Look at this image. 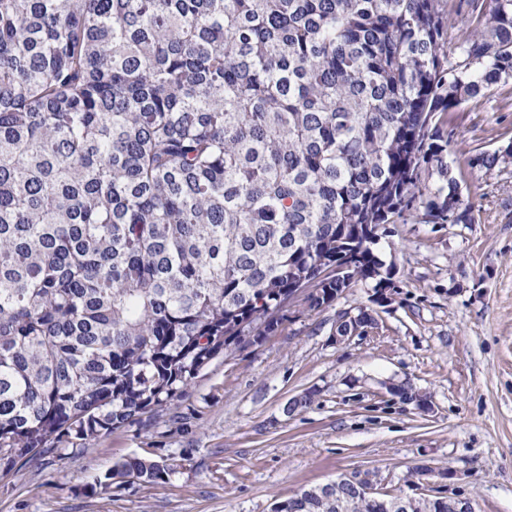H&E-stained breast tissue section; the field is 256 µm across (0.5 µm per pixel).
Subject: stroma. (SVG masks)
I'll return each mask as SVG.
<instances>
[{
	"label": "stroma",
	"instance_id": "obj_1",
	"mask_svg": "<svg viewBox=\"0 0 512 512\" xmlns=\"http://www.w3.org/2000/svg\"><path fill=\"white\" fill-rule=\"evenodd\" d=\"M509 94L451 113L449 157L512 142V112L497 109ZM462 190L471 223L389 225L381 248L401 288L376 330L332 340L339 313L369 306L368 284L293 307L275 335L201 370L176 403L187 423L154 415L0 475V512H271L356 470L394 491L423 462L462 473L456 489L477 512H512V164L466 169ZM399 382L427 409L393 398ZM134 455L170 465L166 480L88 493Z\"/></svg>",
	"mask_w": 512,
	"mask_h": 512
}]
</instances>
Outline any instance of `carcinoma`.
<instances>
[{
    "label": "carcinoma",
    "instance_id": "carcinoma-1",
    "mask_svg": "<svg viewBox=\"0 0 512 512\" xmlns=\"http://www.w3.org/2000/svg\"><path fill=\"white\" fill-rule=\"evenodd\" d=\"M511 82L512 0H0V473L171 411L324 267L312 310L391 287L363 225L448 223V115Z\"/></svg>",
    "mask_w": 512,
    "mask_h": 512
}]
</instances>
